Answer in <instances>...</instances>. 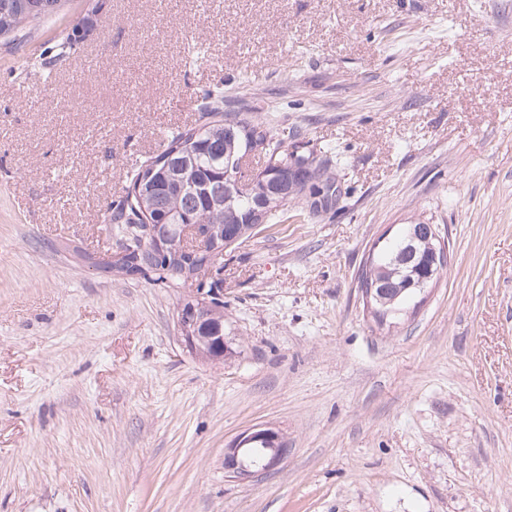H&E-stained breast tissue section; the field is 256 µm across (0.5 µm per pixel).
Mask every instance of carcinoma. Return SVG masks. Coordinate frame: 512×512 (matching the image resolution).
I'll use <instances>...</instances> for the list:
<instances>
[{
    "instance_id": "1",
    "label": "carcinoma",
    "mask_w": 512,
    "mask_h": 512,
    "mask_svg": "<svg viewBox=\"0 0 512 512\" xmlns=\"http://www.w3.org/2000/svg\"><path fill=\"white\" fill-rule=\"evenodd\" d=\"M40 0H0V37H17L31 23L57 13L61 0H46L52 8H38ZM77 42L76 34H69L56 45V53L49 59L32 63L35 73L46 74L50 67L69 56ZM201 123L172 134L161 153L136 168L130 178L125 198L113 209L110 222L120 225L125 239L136 236L137 225L158 224L160 232H168L172 224H210L216 232H224V248L235 245L241 237L264 217L274 220L283 207L273 205L275 211L265 216L257 213L258 199L265 196L278 177L296 169V189L289 201L303 200L313 215L336 206L341 195L329 152L302 155L288 151V141L295 138L292 129L274 128L265 122H254L235 113L224 111V96L210 91L203 93ZM254 154L263 158L260 193L250 196L236 191L224 192L225 175L240 167L242 159ZM411 225L407 224L392 242L378 249L369 273L362 285L383 282L389 288L386 309L403 310L418 292L406 288L409 280L428 274L430 241L421 238L414 243L416 257L407 265L399 263V246ZM179 259L170 264L160 263L150 272L155 280L169 288L183 284L185 274H191L206 260L189 247L178 248Z\"/></svg>"
}]
</instances>
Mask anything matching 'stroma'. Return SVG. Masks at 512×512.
<instances>
[{"label":"stroma","mask_w":512,"mask_h":512,"mask_svg":"<svg viewBox=\"0 0 512 512\" xmlns=\"http://www.w3.org/2000/svg\"><path fill=\"white\" fill-rule=\"evenodd\" d=\"M208 90L341 188L225 251L220 361L180 344L193 286L98 269ZM414 222L447 268L377 325L359 270ZM256 424L286 459L225 477ZM0 512H512V0H62L0 38ZM74 32L76 33L75 29L71 35L68 34L65 40L56 45V53L49 58V60L39 57L40 61L32 63L33 70L36 74L45 75L46 70L49 69L50 66L60 64L66 60L71 50L74 48L75 42H77V35Z\"/></svg>","instance_id":"obj_1"}]
</instances>
